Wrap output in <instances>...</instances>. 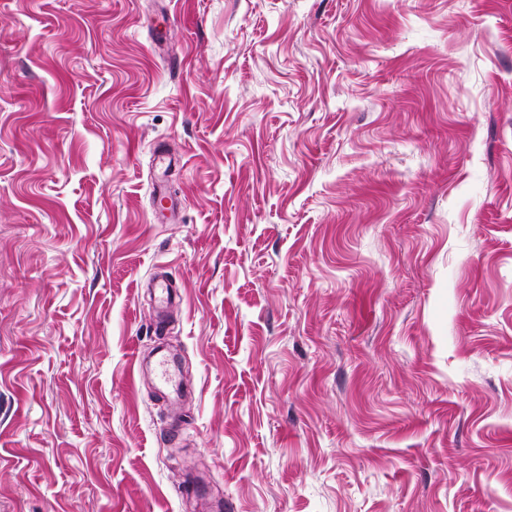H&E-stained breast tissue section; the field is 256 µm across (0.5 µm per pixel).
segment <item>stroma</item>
<instances>
[{"label":"stroma","mask_w":512,"mask_h":512,"mask_svg":"<svg viewBox=\"0 0 512 512\" xmlns=\"http://www.w3.org/2000/svg\"><path fill=\"white\" fill-rule=\"evenodd\" d=\"M216 500L512 512V0H0V512Z\"/></svg>","instance_id":"obj_1"}]
</instances>
